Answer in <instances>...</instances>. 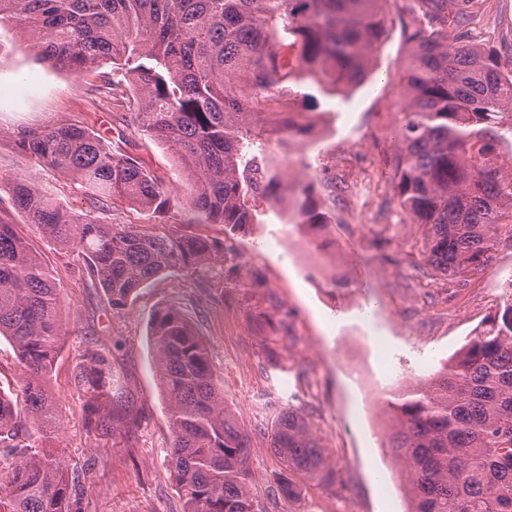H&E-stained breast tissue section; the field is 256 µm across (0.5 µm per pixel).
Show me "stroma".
<instances>
[{"mask_svg":"<svg viewBox=\"0 0 512 512\" xmlns=\"http://www.w3.org/2000/svg\"><path fill=\"white\" fill-rule=\"evenodd\" d=\"M400 5L386 7V36L374 52L366 82L344 95H317L298 103L314 131L283 161L292 185L317 181L316 200L330 223L299 228L266 210L244 231L199 221L189 205L188 182L171 151L133 125L120 70L104 66L75 75L43 62L19 31L0 28V174H20L71 211L115 224L191 225L226 244L259 274L260 288H222L196 276H160L122 311L112 310L87 277L76 253L25 223L11 195L0 191V220L19 231L62 286L68 330L48 387L63 425L50 441L85 483L84 512H182L170 476L167 411L148 339L153 312L178 306L207 341L224 390V405L251 437L248 465L269 512H406L403 464L387 446L393 419L385 402L437 371L496 309L494 278L512 276V247L500 245L488 267L456 283L432 271L420 277L417 225L394 208L385 151L397 118L391 82L408 48L400 34ZM473 42L512 45V0H487L470 29ZM71 123L104 138L114 152L139 158L160 177L171 205L152 213L120 197H100L24 154L22 133ZM345 266L348 287L331 289L300 252ZM386 337L390 355L379 361L374 339ZM274 338L295 377L268 379L265 338ZM111 355L120 387L142 413L140 426L104 439L84 425L85 399L73 384L87 344ZM305 415L345 478L344 496L310 482L295 499L275 498L281 463L269 434L282 410Z\"/></svg>","mask_w":512,"mask_h":512,"instance_id":"35a3bbf8","label":"stroma"}]
</instances>
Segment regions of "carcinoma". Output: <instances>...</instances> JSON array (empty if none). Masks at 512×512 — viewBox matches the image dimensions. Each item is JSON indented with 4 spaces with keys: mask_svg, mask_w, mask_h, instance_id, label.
Wrapping results in <instances>:
<instances>
[{
    "mask_svg": "<svg viewBox=\"0 0 512 512\" xmlns=\"http://www.w3.org/2000/svg\"><path fill=\"white\" fill-rule=\"evenodd\" d=\"M388 0H0V27L59 69L82 74L121 66L138 131L167 146L190 181L201 220L242 230L260 208L286 222L329 223L310 181L290 187L275 146L302 143L311 123L265 112L274 91L314 100L361 83L384 37ZM481 0H413L400 28L409 53L397 77L402 102L391 130V199L421 229L426 266L462 283L503 242L512 244V50L479 46L469 26ZM456 38L448 39V29ZM32 158L108 198L161 212L169 197L143 162L112 152L87 129H33L19 141ZM50 240L81 253L91 282L123 310L164 274L240 275L238 257L180 227L104 224L76 214L21 177L0 178ZM495 313L454 359L394 413L388 447L404 463L408 512H512V277ZM63 298L39 254L0 221V337L23 373L21 398L0 393V447L15 459L0 479L7 512H82L84 487L46 439L62 417L46 382L66 336ZM153 366L168 415V462L184 512H266L251 490L249 438L224 407L206 342L175 305L150 323ZM107 355L89 345L74 384L90 432L138 422L112 381ZM270 447L281 459L274 483L290 499L307 481L339 490L336 467L304 415L281 412Z\"/></svg>",
    "mask_w": 512,
    "mask_h": 512,
    "instance_id": "cac0c4a2",
    "label": "carcinoma"
}]
</instances>
